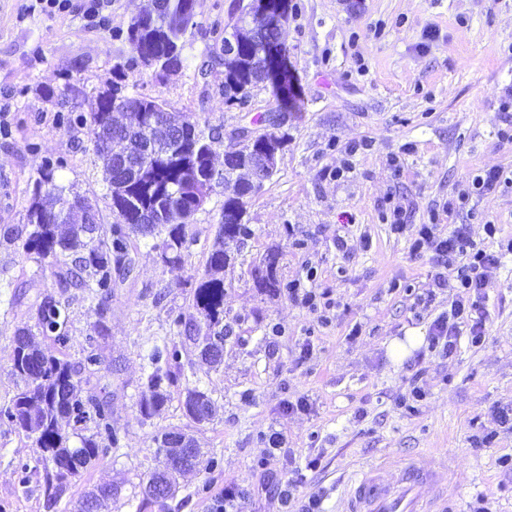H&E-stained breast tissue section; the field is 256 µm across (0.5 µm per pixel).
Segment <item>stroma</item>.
<instances>
[{
  "label": "stroma",
  "instance_id": "obj_1",
  "mask_svg": "<svg viewBox=\"0 0 512 512\" xmlns=\"http://www.w3.org/2000/svg\"><path fill=\"white\" fill-rule=\"evenodd\" d=\"M249 2L199 0L180 39L182 70L159 78L136 63L133 44L115 36L151 0H112L103 28L85 24L82 0L54 16L29 11L30 0H0V113L7 122L0 134L1 406L16 391L15 332L34 325L38 304L57 292L50 268L4 236L24 229L44 157L65 159L57 182L73 186L102 224L114 220L91 142L60 127L57 112L66 104L94 111L97 93L119 70L129 93L223 132L213 146L223 166L227 132L274 106L273 89L254 88L243 111L218 93L223 67L203 82L194 68L212 50L205 30L236 23ZM429 28L436 34L427 41ZM279 38L296 86L288 141L276 173L246 204L243 221L253 234L224 270L232 335L224 362L195 367L215 417L200 424L184 417L179 386L152 419L141 418L137 400L145 355L159 338L177 335L171 314L196 317L192 291L221 222L219 186L188 226L194 242L180 266H165L150 240L132 237L135 267L107 312L78 297L68 307L65 354L75 363L96 347L102 365L90 384L108 389L124 447L69 478L54 503L31 439L0 421V512H75L96 485L147 477L158 465L154 436L172 425L218 465L181 481L166 508L143 512H211L228 487L241 512H301L311 497L320 512H347L341 491L351 469L412 457L432 467L447 463L452 512H472L478 503L486 512H512V472L499 465L512 455V429L498 421L499 410L512 408V253L485 289L482 346L464 341L445 357L424 342L402 361L389 354L392 340L412 330L427 335L450 310L449 292L426 295L437 267L431 252L411 250L420 225L482 171L512 177V142L498 138L512 119L499 109L512 94V0H290ZM357 54L369 65L366 75L354 69ZM365 138L369 149L344 157L348 144ZM346 162L350 172L335 178ZM388 201L404 210L403 232L383 220ZM452 222L469 226L476 247L497 250L512 238V188L473 194L454 217L441 213L438 234L447 235ZM489 222L498 226L496 238L486 233ZM272 252L281 284L323 292L325 313L285 289L274 296L258 290L255 271ZM416 385L425 398L415 410L401 408ZM491 431L494 444L482 447L480 437ZM274 432L282 447L271 452L264 438ZM289 480L288 501L265 489Z\"/></svg>",
  "mask_w": 512,
  "mask_h": 512
}]
</instances>
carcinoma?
<instances>
[{
	"label": "carcinoma",
	"mask_w": 512,
	"mask_h": 512,
	"mask_svg": "<svg viewBox=\"0 0 512 512\" xmlns=\"http://www.w3.org/2000/svg\"><path fill=\"white\" fill-rule=\"evenodd\" d=\"M194 14L187 12V0H167L163 11H150L132 19L126 39L140 52V60L164 57V72L182 68L178 45L166 33L184 31ZM238 51L224 58L210 54L196 66L195 76L207 78L211 70L224 67V104L246 108L252 90L262 83L272 86L276 107L258 121L259 136L253 145L241 144L237 150L240 161L219 169L212 151L213 132L202 127L182 112L173 115L182 121V136L168 143L151 139L150 118L146 109L127 110L128 122L117 119L113 108V92H119L131 104L141 105L142 95L127 91L123 73L116 71L112 85L98 92L96 108L85 116L70 108L57 115L60 126L68 130L84 129L93 143V150L102 164L104 180L115 204L125 205L127 222L114 221L104 226L85 224L68 215L54 221L48 211L56 206L67 188L54 181L55 171L64 168L61 158L45 160L42 178L36 182L33 201L28 211L31 229L21 240L22 252L35 254L48 263L56 279L59 295L70 289L83 291L85 298L96 302L98 310H107L116 288V277L127 275L134 268L129 239L139 234L153 241L162 262L174 267L183 261L189 249L187 224L194 216L192 200L181 193L187 177L198 175L224 187L222 210L245 213L248 182L252 175L251 161L263 143L282 145L288 133L280 132V124L271 120L288 111V102L295 96L294 79L287 61L274 66L263 63L265 45L252 36L246 25L237 29ZM251 235L247 224L222 223L217 243L210 252L204 272L192 295V307L198 315L202 333L190 336L199 355L212 368L221 365L224 344L228 339L224 327V268L231 265L233 248ZM66 304L54 295L45 297L37 307L35 328L16 331L10 358L12 373L18 380L17 392L10 402L0 407V421H6L26 433L40 452L39 462L45 472V492L56 500L63 493L64 483L91 467L100 458L123 447L124 435L112 426L107 398L88 392L83 387V374L99 370L101 360L95 350L86 351L79 363L63 358L70 336L65 315ZM50 341L43 347L34 341L35 334ZM184 344L166 338L155 343L145 357L144 377L140 384L138 407L149 419L167 403L169 388L185 381L184 415L195 423H203L214 415L209 393L200 387L195 373L185 371ZM155 456L158 467L148 482L159 481L166 494L158 499L144 490L139 482L142 500L136 512L148 504L166 505L177 492L178 477L202 466L201 449L186 433L178 429H161L155 435ZM125 482L100 486L89 495L81 512H98L103 503L118 500Z\"/></svg>",
	"instance_id": "obj_1"
}]
</instances>
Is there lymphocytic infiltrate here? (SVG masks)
<instances>
[{
  "label": "lymphocytic infiltrate",
  "instance_id": "lymphocytic-infiltrate-1",
  "mask_svg": "<svg viewBox=\"0 0 512 512\" xmlns=\"http://www.w3.org/2000/svg\"><path fill=\"white\" fill-rule=\"evenodd\" d=\"M438 214H431L430 221L421 225L413 242L415 251L432 252L439 267L432 279L437 289L453 288L450 314L433 321L429 330V346L452 355L460 338H468L472 346L483 344L486 336V312L481 304L484 290L492 274L501 263L502 252H512V239L503 246L502 252H491L474 247L467 225L452 224L447 236L435 233L434 223ZM457 266L455 281H448L444 268Z\"/></svg>",
  "mask_w": 512,
  "mask_h": 512
}]
</instances>
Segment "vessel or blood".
<instances>
[{"label":"vessel or blood","instance_id":"vessel-or-blood-1","mask_svg":"<svg viewBox=\"0 0 512 512\" xmlns=\"http://www.w3.org/2000/svg\"><path fill=\"white\" fill-rule=\"evenodd\" d=\"M434 478V472L413 460L402 463L393 483L382 464L353 470L345 482L348 512H429L421 488Z\"/></svg>","mask_w":512,"mask_h":512}]
</instances>
